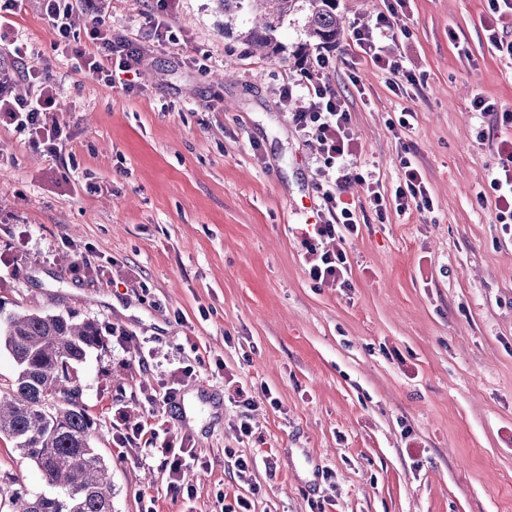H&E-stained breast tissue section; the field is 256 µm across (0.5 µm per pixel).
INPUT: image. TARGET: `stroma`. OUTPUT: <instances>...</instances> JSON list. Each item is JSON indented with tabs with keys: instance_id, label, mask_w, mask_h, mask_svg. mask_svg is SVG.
Returning <instances> with one entry per match:
<instances>
[{
	"instance_id": "obj_1",
	"label": "stroma",
	"mask_w": 512,
	"mask_h": 512,
	"mask_svg": "<svg viewBox=\"0 0 512 512\" xmlns=\"http://www.w3.org/2000/svg\"><path fill=\"white\" fill-rule=\"evenodd\" d=\"M487 12V0H412L408 37L386 47L415 85H393L349 37L331 49L323 78L348 102L361 164L389 191L411 159L433 199L422 212L365 208L342 291L305 270L299 241L327 174L279 96L319 53L306 10L276 32L282 63L253 53L249 13L225 24L218 0H79L77 33L97 14L140 48L128 93L58 56L39 0H23L13 23L72 138L56 157L0 127V254L27 240L20 271L0 263V321L70 314L149 340V366L107 334L78 368L112 512H235L242 497L254 512H512V225L477 198L496 163L478 134L512 138V126L471 107L478 92L512 107V60L489 46ZM157 21L174 41L156 39ZM67 239L105 277L54 260ZM184 366V389L216 412L148 404L145 388ZM155 414L201 460L182 476L192 496L114 439ZM229 452L255 460L251 483ZM5 475L28 495L48 490L1 436Z\"/></svg>"
}]
</instances>
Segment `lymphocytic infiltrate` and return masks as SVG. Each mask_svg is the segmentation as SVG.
I'll use <instances>...</instances> for the list:
<instances>
[{"label":"lymphocytic infiltrate","instance_id":"obj_1","mask_svg":"<svg viewBox=\"0 0 512 512\" xmlns=\"http://www.w3.org/2000/svg\"><path fill=\"white\" fill-rule=\"evenodd\" d=\"M21 0H0V48L13 57L14 67L0 65V126L24 133L29 146L53 155L62 153L71 135L56 114L60 110L59 96L49 74L27 65V42L13 36L11 16ZM410 0H392L386 10L378 12L370 24L352 27L350 38L354 47L379 69L395 77L415 83L416 75L401 61L386 56L383 43L406 34L402 22ZM42 14L54 35L53 47L61 55L82 60L86 71L105 83H112L114 71L131 70L140 58V51L126 36L116 35L108 21L93 17L86 40H78L72 31L73 7L68 0H42ZM332 63L330 55L315 58L312 73L300 81L286 80L280 87L283 101H290L294 89H304L308 104L293 114L296 129L314 139L319 146L318 160L332 170L334 177L320 185V224L301 239L305 251L307 273L317 284L329 288H350V264L344 249L322 248L324 240L335 239L339 232L355 235L360 231L358 214L345 195L352 184H366L369 203L376 211L395 206L397 211L410 209L424 211L432 206V199L419 167L404 162V173L393 193H385L377 181L366 179L357 166V145L352 132V117L343 96L322 78ZM29 80L33 91L21 96L13 91L15 79ZM497 167L489 183L491 202L496 219L501 224H512V140L495 144ZM121 443L146 445L158 449L160 466L168 474V488L182 493L180 483L184 467L197 463L198 458L188 447L185 438L171 434L163 424L153 427L136 426L121 434Z\"/></svg>","mask_w":512,"mask_h":512}]
</instances>
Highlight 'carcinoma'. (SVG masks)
<instances>
[{"mask_svg": "<svg viewBox=\"0 0 512 512\" xmlns=\"http://www.w3.org/2000/svg\"><path fill=\"white\" fill-rule=\"evenodd\" d=\"M309 5L307 33L316 45L333 47L344 34L336 0H219L231 20L248 10L256 24L244 32L252 50L280 57L274 32L288 15ZM102 331L90 320L28 311L0 324V351L18 369L0 384V436L16 440L23 458L35 464L55 494L27 497L0 489V512H112V473L93 448L95 421L81 406L77 366L100 346Z\"/></svg>", "mask_w": 512, "mask_h": 512, "instance_id": "obj_1", "label": "carcinoma"}]
</instances>
